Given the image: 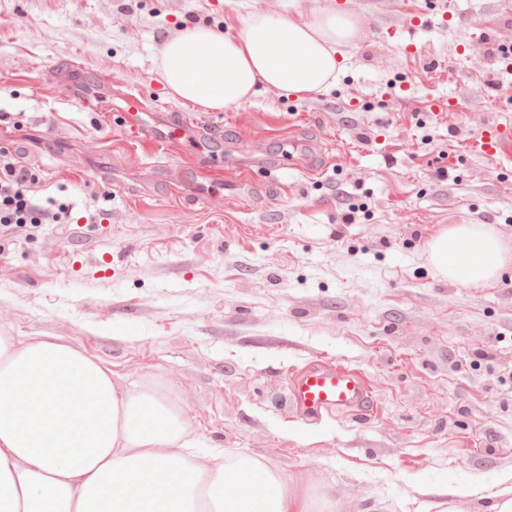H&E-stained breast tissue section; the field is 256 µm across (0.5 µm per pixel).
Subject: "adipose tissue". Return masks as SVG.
Segmentation results:
<instances>
[{
  "label": "adipose tissue",
  "instance_id": "1",
  "mask_svg": "<svg viewBox=\"0 0 512 512\" xmlns=\"http://www.w3.org/2000/svg\"><path fill=\"white\" fill-rule=\"evenodd\" d=\"M357 17L251 12L229 37L198 24L167 40L157 72L169 95L205 110L258 89L298 97L331 88ZM437 276L494 281L512 258L487 224H454L427 247ZM164 380L122 384L100 359L53 336L0 332V512H334L325 488L300 487L245 452L200 454Z\"/></svg>",
  "mask_w": 512,
  "mask_h": 512
}]
</instances>
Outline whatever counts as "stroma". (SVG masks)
Masks as SVG:
<instances>
[{
    "label": "stroma",
    "instance_id": "35a3bbf8",
    "mask_svg": "<svg viewBox=\"0 0 512 512\" xmlns=\"http://www.w3.org/2000/svg\"><path fill=\"white\" fill-rule=\"evenodd\" d=\"M257 8L358 16L335 85L224 113L174 101L163 43L239 34ZM498 46L512 0H0V147L38 173L42 208L71 209L0 235V330L59 337L123 383L165 378L203 443L326 487L336 512H421L430 484L481 486L472 510L489 512L512 489V265L453 285L426 249L452 224L512 245V143L470 147L512 124V74L486 68ZM127 88L154 136L195 114L180 165L130 144ZM431 98L459 107L435 116ZM325 159L323 178L268 186L275 164ZM227 161L252 184L198 178ZM322 363L360 371L370 410L296 412L292 376ZM486 136L481 135L473 142V150L487 157L495 158L499 155V148L502 141L512 137V128L508 124L492 123L484 131Z\"/></svg>",
    "mask_w": 512,
    "mask_h": 512
}]
</instances>
